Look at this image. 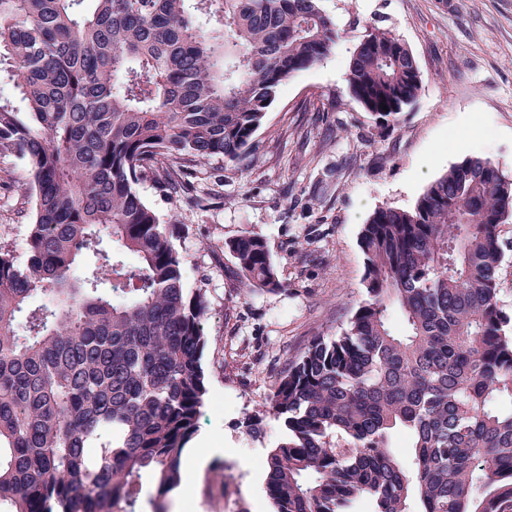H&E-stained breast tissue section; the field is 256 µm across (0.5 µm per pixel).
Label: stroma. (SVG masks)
I'll list each match as a JSON object with an SVG mask.
<instances>
[{"label": "stroma", "mask_w": 512, "mask_h": 512, "mask_svg": "<svg viewBox=\"0 0 512 512\" xmlns=\"http://www.w3.org/2000/svg\"><path fill=\"white\" fill-rule=\"evenodd\" d=\"M344 36L316 66L288 82L255 140L258 158H215L188 173L181 192L152 181L138 192L171 225L185 256L183 286L208 305L202 357L207 394L199 433L213 408L224 438L264 460L284 436L267 411L289 359L318 336H333L363 291L360 238L382 206L413 208L425 187L464 159L456 145L430 149L448 125L475 124L490 137L484 156L512 178V0H323ZM376 24L411 49L421 89L395 125L383 128L348 92L347 62ZM334 97L333 111H320ZM27 170L19 155L0 158V244L24 263L30 218ZM252 232L266 241L280 288L244 291L224 244ZM262 418L251 434L245 415ZM264 468L220 458L197 487L200 512H253L265 493Z\"/></svg>", "instance_id": "1"}]
</instances>
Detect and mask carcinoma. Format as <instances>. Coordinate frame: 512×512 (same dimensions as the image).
<instances>
[{
	"label": "carcinoma",
	"instance_id": "1",
	"mask_svg": "<svg viewBox=\"0 0 512 512\" xmlns=\"http://www.w3.org/2000/svg\"><path fill=\"white\" fill-rule=\"evenodd\" d=\"M341 37L322 0H0V72L27 102L0 98V157L24 159L32 204L25 262L0 244V512H167L207 393V306L136 185L256 159L283 88ZM346 82L385 124L420 72L371 26ZM511 218L512 179L482 156L373 213L363 299L273 386L274 512H512ZM225 247L244 290L280 287L260 236ZM498 288L502 309L512 315V251L506 250V258L499 273Z\"/></svg>",
	"mask_w": 512,
	"mask_h": 512
}]
</instances>
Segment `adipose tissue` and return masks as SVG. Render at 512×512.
Here are the masks:
<instances>
[{
	"label": "adipose tissue",
	"mask_w": 512,
	"mask_h": 512,
	"mask_svg": "<svg viewBox=\"0 0 512 512\" xmlns=\"http://www.w3.org/2000/svg\"><path fill=\"white\" fill-rule=\"evenodd\" d=\"M216 458L232 459L244 467L250 466L252 463L248 454L225 444L222 429L217 428L195 438L191 443L188 456L186 479L176 491L179 506L183 508L184 512L195 507L196 502L192 497L193 489L205 468Z\"/></svg>",
	"instance_id": "1"
}]
</instances>
